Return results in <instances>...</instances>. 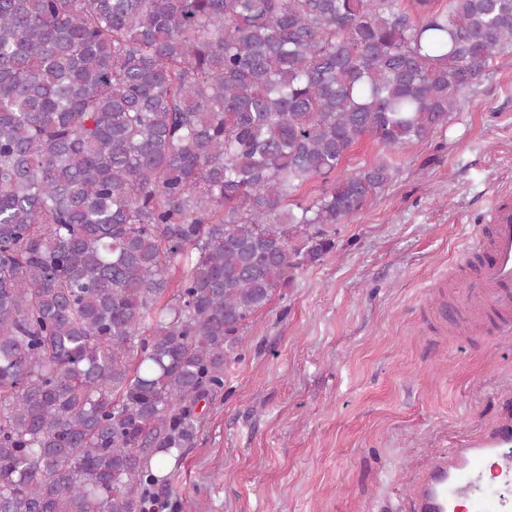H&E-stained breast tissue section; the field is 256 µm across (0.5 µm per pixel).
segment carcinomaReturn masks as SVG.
Wrapping results in <instances>:
<instances>
[{
    "instance_id": "carcinoma-1",
    "label": "carcinoma",
    "mask_w": 512,
    "mask_h": 512,
    "mask_svg": "<svg viewBox=\"0 0 512 512\" xmlns=\"http://www.w3.org/2000/svg\"><path fill=\"white\" fill-rule=\"evenodd\" d=\"M509 50L512 0H0V512L164 497L240 332L392 179L352 147Z\"/></svg>"
}]
</instances>
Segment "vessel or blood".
<instances>
[{"label": "vessel or blood", "instance_id": "b4317fda", "mask_svg": "<svg viewBox=\"0 0 512 512\" xmlns=\"http://www.w3.org/2000/svg\"><path fill=\"white\" fill-rule=\"evenodd\" d=\"M487 228L472 248L485 261L460 293L469 305L504 313L512 309V206H493ZM461 500L471 512H512L511 420L491 423L483 434L439 454L419 471L407 512H450Z\"/></svg>", "mask_w": 512, "mask_h": 512}]
</instances>
